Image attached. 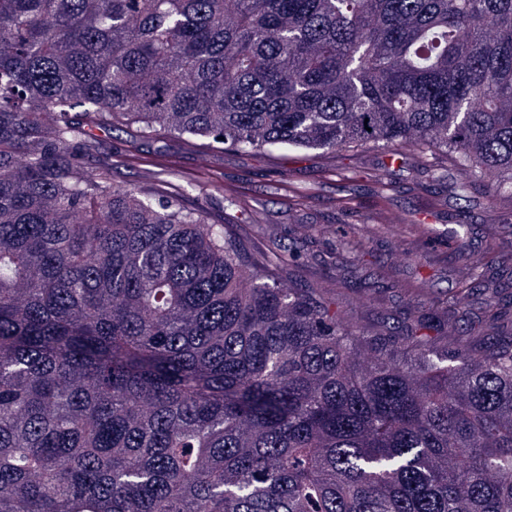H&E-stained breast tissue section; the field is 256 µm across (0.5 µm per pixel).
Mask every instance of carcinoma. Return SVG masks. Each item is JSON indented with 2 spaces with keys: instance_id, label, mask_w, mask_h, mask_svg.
<instances>
[{
  "instance_id": "1",
  "label": "carcinoma",
  "mask_w": 512,
  "mask_h": 512,
  "mask_svg": "<svg viewBox=\"0 0 512 512\" xmlns=\"http://www.w3.org/2000/svg\"><path fill=\"white\" fill-rule=\"evenodd\" d=\"M121 121L512 202V0H0V512H512V336L342 311L90 159ZM456 176L448 181V169Z\"/></svg>"
}]
</instances>
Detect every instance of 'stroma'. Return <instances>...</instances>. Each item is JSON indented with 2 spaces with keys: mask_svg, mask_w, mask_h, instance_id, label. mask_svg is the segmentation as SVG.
Masks as SVG:
<instances>
[{
  "mask_svg": "<svg viewBox=\"0 0 512 512\" xmlns=\"http://www.w3.org/2000/svg\"><path fill=\"white\" fill-rule=\"evenodd\" d=\"M91 136L115 184L147 185L186 206L192 198L184 190L191 184L207 196L215 220H223L229 196L241 202L234 212L238 222L260 215L261 224L251 229L254 240H262L271 224L286 230V244L304 257L303 281L318 279L328 258L326 244L337 245L338 261L346 262V243L363 240L368 254L359 265L385 284L376 311L394 310L414 288L444 301L458 286L461 241L448 222L454 200L446 191L409 180L382 187L381 154L359 151L334 164L315 150L245 157L219 145L209 149L211 164L201 169L195 164L197 148L164 136L140 147L122 123L92 130Z\"/></svg>",
  "mask_w": 512,
  "mask_h": 512,
  "instance_id": "1",
  "label": "stroma"
}]
</instances>
